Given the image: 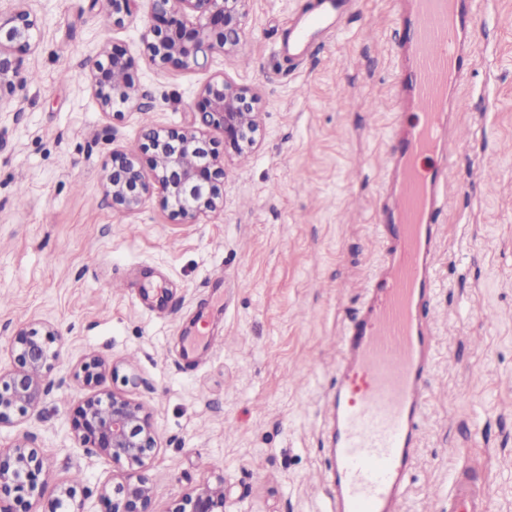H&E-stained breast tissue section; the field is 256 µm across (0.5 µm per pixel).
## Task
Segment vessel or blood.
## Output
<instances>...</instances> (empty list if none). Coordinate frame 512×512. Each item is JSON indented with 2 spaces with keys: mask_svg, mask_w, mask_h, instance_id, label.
<instances>
[{
  "mask_svg": "<svg viewBox=\"0 0 512 512\" xmlns=\"http://www.w3.org/2000/svg\"><path fill=\"white\" fill-rule=\"evenodd\" d=\"M355 0H321L319 14L299 21L288 49L301 51L338 27ZM481 0H409L396 23L401 80L394 102L375 229L383 242L363 302L336 338L323 444L331 489L328 512H400L421 446L437 351L429 308L442 235L437 218L449 205L454 165L450 114L465 79L468 42ZM182 336L181 357L196 360L210 338L201 324ZM492 492L456 470L448 512H489Z\"/></svg>",
  "mask_w": 512,
  "mask_h": 512,
  "instance_id": "1",
  "label": "vessel or blood"
}]
</instances>
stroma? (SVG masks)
I'll return each mask as SVG.
<instances>
[{"mask_svg":"<svg viewBox=\"0 0 512 512\" xmlns=\"http://www.w3.org/2000/svg\"><path fill=\"white\" fill-rule=\"evenodd\" d=\"M38 19L36 48L0 103V367L16 328L52 324L61 356L39 410L0 427V448L27 436L48 464L46 497L81 473L88 512H110L102 487L123 467L80 447L70 415L90 395L75 377L86 355L117 366L98 388L149 410L159 446L145 471L155 512L188 489L223 481L226 512H325L322 425L333 339L361 302L382 244L374 213L399 79L393 24L403 0H358L340 31L286 45L319 0H249L247 37L207 68L162 73L143 57V0L104 30L91 0H0ZM132 58L144 110L115 121L88 86L104 42ZM475 65L452 119V199L439 218L430 401L402 512H445L455 469L512 512V0H485ZM216 74L256 87L261 135L224 160V209L182 224L150 197L112 207L103 163L144 130L185 125ZM223 274L222 299L208 282ZM212 311L214 349L180 358L182 328ZM134 374L138 385L126 384Z\"/></svg>","mask_w":512,"mask_h":512,"instance_id":"35a3bbf8","label":"stroma"}]
</instances>
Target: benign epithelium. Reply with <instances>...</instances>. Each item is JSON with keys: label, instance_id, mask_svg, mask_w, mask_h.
I'll return each instance as SVG.
<instances>
[{"label": "benign epithelium", "instance_id": "benign-epithelium-1", "mask_svg": "<svg viewBox=\"0 0 512 512\" xmlns=\"http://www.w3.org/2000/svg\"><path fill=\"white\" fill-rule=\"evenodd\" d=\"M138 0H103V8L120 28L132 16ZM249 0H151L152 23L141 35L145 58L160 70L203 67L215 53L238 51L246 35ZM38 20L18 8L0 15V96L15 89L22 59L16 53L35 45ZM131 59L125 51L104 45L89 68L88 81L100 109L116 120L144 108L139 88L130 80ZM256 88L224 76L211 78L200 90L192 120L181 127L151 128L138 148L114 152L103 166L105 192L112 207L139 210L157 190L163 207L183 224L224 210V162L208 137L211 128L224 133V152L242 156L258 143L261 132ZM152 171L154 183L143 170ZM61 337L49 323L20 326L11 341V369L0 372V426L37 410L47 392V380L60 357ZM105 363L96 355L84 358L76 378L97 385ZM71 427L85 448L127 466L123 482L101 497H112L111 512H153L154 491L145 475L158 448L152 417L123 392H100L74 410ZM48 472L38 449L25 438L0 449V512H35L44 497ZM86 495L78 484L60 487L49 512H86ZM172 512H225L224 479L204 483L184 493Z\"/></svg>", "mask_w": 512, "mask_h": 512}]
</instances>
